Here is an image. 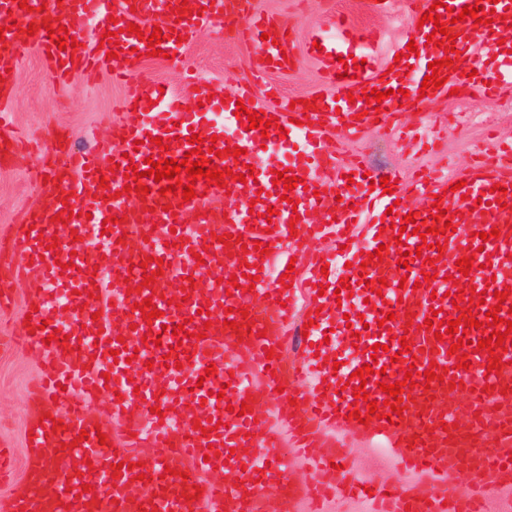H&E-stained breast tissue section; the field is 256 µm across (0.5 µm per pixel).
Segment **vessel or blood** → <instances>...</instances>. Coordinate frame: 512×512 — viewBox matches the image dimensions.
Masks as SVG:
<instances>
[{
    "label": "vessel or blood",
    "mask_w": 512,
    "mask_h": 512,
    "mask_svg": "<svg viewBox=\"0 0 512 512\" xmlns=\"http://www.w3.org/2000/svg\"><path fill=\"white\" fill-rule=\"evenodd\" d=\"M448 10L442 19L448 32L456 36L457 65L444 64V50L428 45L433 23L415 29L413 38L418 55H409L406 42L393 51L400 63L387 66L367 61L365 45L374 33L356 29L343 17L333 22V34H316L315 46L308 53L322 67L328 83L324 98L316 110L291 108L290 97L276 88L265 90L257 98L255 87L268 73L271 63L294 57L296 47L286 34L284 24L274 15H253L242 31L243 41L255 51L251 77L241 80L235 94L229 95L221 110L220 122H212L211 103L205 83H197L195 96L203 106L196 112L181 111V97L173 91H161L159 81L140 72L137 53L146 52L147 38L154 28L168 30L175 26L183 34L207 25H229L244 8V0H61L46 8L42 0H28V8L17 0H0V76L16 69L12 23L36 25L31 38L39 53L45 54L46 70L57 83L81 73L95 76L106 72L126 87L122 102L119 132L125 140L121 149L92 154L62 152L46 168V185L40 194L47 204L30 224L20 225L7 242L13 255L10 265L0 264V308L11 306L13 299L5 289L7 280L20 278L38 292L37 312L31 323L35 332L18 331V339L41 360V382L33 396L36 403L57 400L58 409L50 419L31 422L34 440L26 442L28 453V490L15 497L9 512H256L263 486L280 489L284 504L294 498L288 464L277 452L273 434H259L251 409L260 399L252 382L255 371L273 369L276 385L288 380L277 356L267 358V351H280L295 331L289 320L293 309L291 295L279 282L291 258L307 254L309 281L322 283V262L308 246L312 238L331 236L335 246L334 262L347 266L350 280H368L375 293L372 307L364 317H352L351 327H337V335L348 331L360 334L359 347L380 343L387 351L378 361L379 372L359 381L355 371L369 361L358 355L330 372L325 392L300 396L296 405L282 403L276 418L294 439L300 452L320 471L321 478L307 486L308 498L323 501L336 491L348 489L363 493L364 485L347 469L345 448L328 444L319 432L324 423L345 424L350 431L368 427L377 436L393 442L392 453L400 469L413 477L437 475L444 461L463 460L470 474L466 492L433 494L430 500L417 498L412 484L401 483L391 494L375 490L369 497L370 512H491L496 494L484 481L485 474H496L500 484L512 483V391L504 392L501 376L488 372L487 357L468 353L471 366L458 368L449 355L450 339L436 340L423 323L432 310L442 319H457L460 309H471L480 325L468 328L469 340L490 336L484 320L495 292L504 290V273H512V146L505 155L507 164L478 162L464 171L398 182L393 193L383 192L380 177L367 173L363 164H340L335 154L324 151L322 142L329 131L350 125V118L367 108L365 100L348 101L351 89L387 92L380 106L379 123L393 126V119L403 108L419 104V90L429 73V62L439 60L440 76L458 85L478 89L489 95L501 85L512 84V51L490 40L512 19V0H443ZM484 6L495 11L492 25L474 24L467 19L454 22L453 15L463 7ZM189 13L176 18L181 7ZM57 20L70 35L91 37L100 47L91 54H71L59 50L42 29L45 20ZM134 23L142 37H131L126 48L115 47L102 35L115 24ZM353 57L361 68L356 78L344 77L343 57ZM248 110H264L278 119L268 133L246 129L235 111L238 105ZM232 136H225V128ZM202 139L217 137L218 148L236 147L240 156L212 157V164L233 165L237 172L246 166L255 171L247 182L226 180L224 186L197 181V198L190 201L193 210H203L196 224L187 226L182 215L166 212V205L179 204L181 195L161 194V185L148 177L147 157L163 155L166 159H184L192 145L190 134ZM279 143L293 156L287 165L302 185L285 190L283 185H269L265 172L256 168L263 140ZM136 165L144 171L147 195L125 192L123 168ZM109 181L119 199L93 198L101 181ZM342 189L341 204L333 208L317 200V191ZM414 193L423 198L419 218L435 226L434 203L452 216L453 229L444 235L398 237L396 225L402 224L408 210L401 200ZM258 198L254 209L240 207V198ZM71 207L70 228L76 229L79 242L100 237L109 251L105 272L94 275L83 256L71 255L67 246L54 245L58 225L53 217L64 207ZM275 216H268L269 207ZM362 226L367 243L352 241L353 226ZM499 237H491V230ZM488 240H481V232ZM241 236V243L225 245L223 234ZM289 240L291 250L282 257L277 278H268L264 268L255 276L266 295L265 305L253 307L245 290L227 292L224 284L205 289L190 287L199 264L214 267L224 264L229 252L241 244L259 241L261 247H275ZM431 245L426 256L432 265H423L414 251L421 242ZM445 251H437L438 243ZM381 252L382 258L364 264L365 254ZM474 254L475 269L459 272V258ZM406 265H399V257ZM425 256V257H426ZM432 272L434 280H423V272ZM156 279L155 285L143 284V275ZM464 287V298L452 302L446 295L454 286ZM71 291L69 308L72 321L62 324L55 306L57 289ZM180 289L186 302L182 307L167 304L171 289ZM483 292L484 303L471 306L474 292ZM116 295L117 306L103 310L105 294ZM151 299L160 310L158 318H143L138 308ZM247 310V319L236 327L226 324L227 308ZM394 319H387V312ZM184 325L187 335L178 339L172 331ZM148 335L150 343L138 353L139 359L152 361L153 369L130 377V365L115 361L112 353L123 350L129 331ZM68 340L53 342L54 333ZM412 343L409 352H401L400 337ZM235 352L237 361L228 387L217 384V374L226 371L225 352ZM441 365L440 379L426 380L430 363ZM214 366L215 376L205 373ZM412 376L413 390H402L399 404L403 413L390 417L387 395L381 384H392ZM464 382L466 392L458 406H451L449 385ZM364 386L368 400L354 401L352 389ZM379 404L378 415H369L367 425L352 417L353 411L367 413L369 401ZM199 402L204 412L215 413L222 425L209 433L182 425L180 407L184 402ZM248 414H238L241 405ZM105 441H98V434ZM157 448V455L141 460L137 444ZM244 456H235V449ZM239 469L240 485L212 480L217 466ZM202 496H195V489Z\"/></svg>",
    "instance_id": "b4317fda"
}]
</instances>
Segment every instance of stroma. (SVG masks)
<instances>
[{"label":"stroma","instance_id":"stroma-1","mask_svg":"<svg viewBox=\"0 0 512 512\" xmlns=\"http://www.w3.org/2000/svg\"><path fill=\"white\" fill-rule=\"evenodd\" d=\"M252 6L274 13L289 24L296 45L294 63L287 71L270 74L268 80L298 99L308 98L323 87L319 68L308 55L306 43L314 33L331 30L336 16H344L358 29L381 31L380 41L369 47L378 63L416 25L405 0H395L387 13L375 10L370 0H252ZM14 48L19 56L12 76L17 129L33 142L42 140L50 129H60L64 148L73 151H91L106 143L111 127L119 122L115 105L123 94L122 86L105 73L91 83L77 75L67 85H54L28 37L15 41ZM253 63L248 45L216 26L195 30L180 56L145 58L141 70L180 92L185 106L190 107L194 104V89L184 78L186 67H193L207 78L212 88L229 94L234 89L233 77L246 75ZM396 122L408 126L439 123L441 141L434 150L419 153L395 133L367 122L354 137L328 134L326 147L337 152L341 163L360 161L377 172L407 176L416 171L463 170L484 155L491 140L512 141V85L503 86L489 99L470 97L462 91L444 94L421 112L401 113ZM38 160L37 154L23 148L0 163V236H10L14 226L24 223L29 212L40 205L38 189L29 179V171ZM335 358L333 348L315 352L296 342L288 343L281 352L287 373L310 367L308 378L297 384L298 390L304 392L321 390L323 369ZM39 372L40 361L30 350L19 346L0 349V441L17 449L23 448L26 426L37 413L28 389L37 381ZM255 381L264 396L257 407L260 429L278 434L280 450L288 455L291 479L301 490L313 479L314 472L302 456L293 454L289 436L275 418L282 396L264 375H257ZM323 435L349 448L359 477L370 485L386 486L401 481L389 440L365 432L345 433L332 425L324 428Z\"/></svg>","mask_w":512,"mask_h":512}]
</instances>
